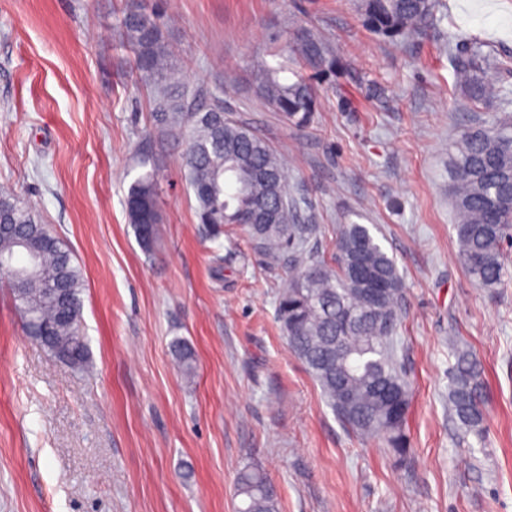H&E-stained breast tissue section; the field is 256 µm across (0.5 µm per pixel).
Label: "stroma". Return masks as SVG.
I'll use <instances>...</instances> for the list:
<instances>
[{
	"instance_id": "35a3bbf8",
	"label": "stroma",
	"mask_w": 512,
	"mask_h": 512,
	"mask_svg": "<svg viewBox=\"0 0 512 512\" xmlns=\"http://www.w3.org/2000/svg\"><path fill=\"white\" fill-rule=\"evenodd\" d=\"M147 4L175 17L167 30L196 103L223 99L286 155L323 251L339 225L364 224L395 258L410 451L398 459L326 405L276 318L281 272L242 234L202 239L182 146L164 153L162 222L143 252L126 196L151 105L117 33L126 0H0V187L82 268L89 351L79 369L28 336L0 274V512H237L248 466L275 486L277 512H512V275L474 285L448 194L450 145L497 115L455 111L448 40L511 57L512 0H442L419 40L371 29L361 0ZM293 20L336 62L307 128L264 104L253 71ZM452 337L484 368L482 441L449 410ZM176 339L193 377L173 360Z\"/></svg>"
}]
</instances>
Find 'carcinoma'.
<instances>
[{
	"mask_svg": "<svg viewBox=\"0 0 512 512\" xmlns=\"http://www.w3.org/2000/svg\"><path fill=\"white\" fill-rule=\"evenodd\" d=\"M440 0H364L367 22L394 38L416 39L437 26ZM119 37L133 55V69L150 90L154 142L161 147L186 144L184 180L195 198L198 223L217 237L226 225L243 230L267 266L285 274L277 296V318L288 346L319 384L337 418L365 440L381 439L398 456L409 453L404 432L410 394L395 358L402 276L363 224H341L332 260L319 247L322 227L301 223L288 197V168L283 154L249 124L224 117V101L201 109L180 81L178 54L165 35L161 16L144 0H127L119 19ZM287 48L304 68L322 74L331 69L329 45L302 24L288 23ZM509 61L483 40L473 39L455 60L458 107L495 103L512 107V90L502 79ZM257 94L280 119L308 127L319 112V95L311 79L288 67L257 64ZM140 167L150 170L129 187L128 222L151 254L161 223L162 180L158 157L142 153ZM448 191L456 213L459 254L480 288H497L512 258V120L509 116L465 128L448 154ZM275 220L256 223L261 206ZM0 257H29L35 276L11 281L15 304L27 334L43 336L58 358L81 366L87 347L81 333L85 279L60 239L38 215L0 191ZM361 266L383 288L375 301L351 275ZM455 356L448 383L450 411L466 435L485 432V382L481 363L449 342ZM173 355L181 372L195 373L190 347L176 341ZM239 512H276V493L267 476L249 467L237 477Z\"/></svg>",
	"mask_w": 512,
	"mask_h": 512,
	"instance_id": "cac0c4a2",
	"label": "carcinoma"
}]
</instances>
